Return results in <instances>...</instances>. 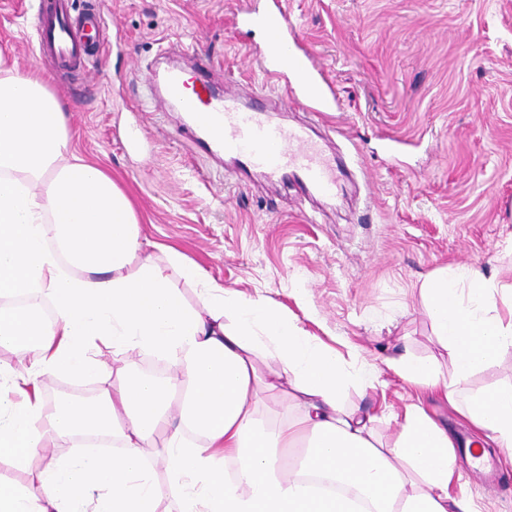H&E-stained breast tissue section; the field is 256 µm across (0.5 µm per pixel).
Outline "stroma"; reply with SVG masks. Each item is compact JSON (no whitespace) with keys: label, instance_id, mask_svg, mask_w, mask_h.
I'll return each instance as SVG.
<instances>
[{"label":"stroma","instance_id":"stroma-1","mask_svg":"<svg viewBox=\"0 0 512 512\" xmlns=\"http://www.w3.org/2000/svg\"><path fill=\"white\" fill-rule=\"evenodd\" d=\"M271 0H72L76 18L101 15L104 54L63 73L38 56L34 0H0V51L61 102L77 154L101 164L132 198L145 242L172 245L206 281L262 298L346 363L376 367L375 389L350 388L346 406L376 417L392 440L395 413L421 399L456 441L459 483L476 512H512V459L490 451L475 480L465 455L478 432L453 408L405 382L385 358L434 361L451 376L422 307L426 275L478 269L512 308V0H288L298 52L310 53L335 101L291 107L268 79L240 9ZM208 75L220 90L268 99L287 125H306L341 159L335 197L235 173L193 151V127L164 104L163 67ZM142 453L163 506L178 491L161 456Z\"/></svg>","mask_w":512,"mask_h":512}]
</instances>
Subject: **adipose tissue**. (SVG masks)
<instances>
[{
    "instance_id": "ef3b65f1",
    "label": "adipose tissue",
    "mask_w": 512,
    "mask_h": 512,
    "mask_svg": "<svg viewBox=\"0 0 512 512\" xmlns=\"http://www.w3.org/2000/svg\"><path fill=\"white\" fill-rule=\"evenodd\" d=\"M140 238L131 199L75 154L44 79L0 56V346L24 363L0 365V465L34 474L26 485L0 476V512H157L142 446L159 432L183 481L177 512H473L467 495L448 493L454 440L422 402L405 404L394 439L377 443L370 416L344 406L350 384L373 388L372 371L347 366L267 301L212 283L199 307L185 306L169 273L198 281L200 267L172 247L157 261ZM421 296L453 377L413 357L391 366L452 404L512 348V316L473 268L430 273ZM100 339L116 358L166 356L173 373L46 405L39 378L99 375ZM264 350L279 362L265 379L254 366ZM286 384L294 416L262 424L260 390ZM463 415L512 456V384L471 395ZM189 428L202 445L187 442ZM64 436L112 437L121 448L41 464L39 449Z\"/></svg>"
}]
</instances>
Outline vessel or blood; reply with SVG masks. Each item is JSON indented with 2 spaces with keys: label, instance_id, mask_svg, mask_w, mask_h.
Here are the masks:
<instances>
[{
  "label": "vessel or blood",
  "instance_id": "b4317fda",
  "mask_svg": "<svg viewBox=\"0 0 512 512\" xmlns=\"http://www.w3.org/2000/svg\"><path fill=\"white\" fill-rule=\"evenodd\" d=\"M35 19L42 58L63 72L86 66L90 49L72 24L68 0H39ZM245 22L268 34L260 59L271 78L279 80L312 68L311 55L291 47L296 34L285 0H277L273 9L248 15ZM165 96L192 115L211 149L234 159L242 170L258 173L269 182H295L312 194H335L336 166L307 128L282 125L257 101L215 92L208 81L190 88L188 78L179 72L169 75Z\"/></svg>",
  "mask_w": 512,
  "mask_h": 512
}]
</instances>
